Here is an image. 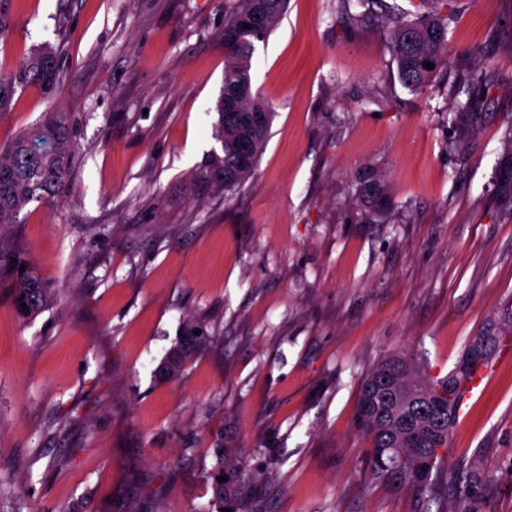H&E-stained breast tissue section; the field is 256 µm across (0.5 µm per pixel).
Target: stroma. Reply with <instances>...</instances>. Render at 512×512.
Here are the masks:
<instances>
[{"mask_svg":"<svg viewBox=\"0 0 512 512\" xmlns=\"http://www.w3.org/2000/svg\"><path fill=\"white\" fill-rule=\"evenodd\" d=\"M225 0H13L0 68L49 43L54 96L26 88L0 146L68 112L69 187L32 202L15 241L53 301L16 312L0 276V512H210L214 450L232 439L245 512H512V358L462 407L445 452L478 467L476 498L437 501L366 472L358 380L403 352L448 373L469 340L512 329V207L495 167L512 134V0H451V65L405 88L387 28L338 0H287L256 46L273 107L233 195L192 177L218 143ZM486 95L463 151L447 117ZM390 185L387 223L355 194ZM203 345L159 374L187 325Z\"/></svg>","mask_w":512,"mask_h":512,"instance_id":"35a3bbf8","label":"stroma"}]
</instances>
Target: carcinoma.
<instances>
[{"label": "carcinoma", "mask_w": 512, "mask_h": 512, "mask_svg": "<svg viewBox=\"0 0 512 512\" xmlns=\"http://www.w3.org/2000/svg\"><path fill=\"white\" fill-rule=\"evenodd\" d=\"M10 0H0V41L12 32ZM284 0H235L224 21V96L216 105V139L221 152H212L195 173V182L206 189L236 190L255 170L265 147L268 127L244 129L232 120H243L248 112H269L268 104L253 93L250 70L256 44L269 36L283 12ZM363 10L353 17L360 28L384 25L389 29L391 51L397 61L402 84L412 91L448 71V0H418L416 11L409 12L389 0H361ZM249 28H244V25ZM433 69H426V63ZM61 76L55 48L46 44L23 55L16 65L0 70V114L11 111L16 95L28 86H38L51 95ZM478 120L473 102L456 104L448 117L458 131L456 144H464ZM76 150L68 113L51 109L33 126L19 133L12 142L0 147V223L14 222L34 201L59 197L68 188L72 158ZM498 195L512 202V132L496 167ZM358 194L371 218L386 219L391 197L387 180L367 172L359 178ZM8 260L13 297L20 316L27 318L42 311L52 299L51 291L28 270L22 251L0 238V259ZM188 342L170 358L167 374L182 368L187 355L201 342L199 333L186 329ZM482 341L480 366L489 364L501 350L504 336L482 333L472 340ZM474 371L462 375L457 369L440 377L414 358L402 354L383 360L361 377L358 385L356 422L371 440L369 474L396 490H410L424 495L433 492L431 477L435 472L449 484H465L473 496L481 485V475H465L448 464L437 448L447 449L449 435L458 419L460 400ZM454 386L448 399V386ZM434 458L430 470L421 462ZM226 481L220 482V476ZM245 473L238 464L231 442L216 449L212 479V503L215 509L230 507L240 512V486Z\"/></svg>", "instance_id": "carcinoma-1"}]
</instances>
